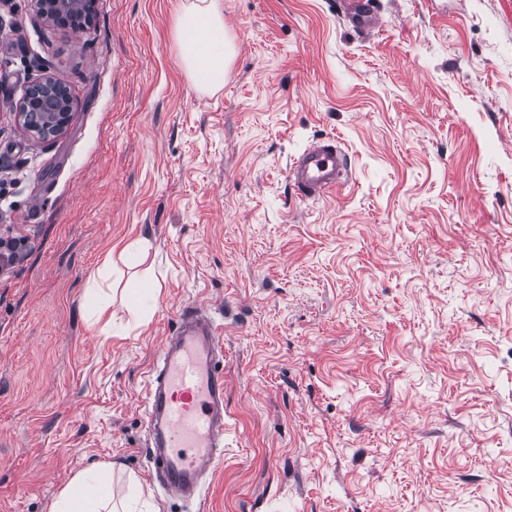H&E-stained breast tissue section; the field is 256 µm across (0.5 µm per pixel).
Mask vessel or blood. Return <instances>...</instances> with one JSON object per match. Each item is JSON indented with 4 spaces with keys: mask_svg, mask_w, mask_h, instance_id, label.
<instances>
[{
    "mask_svg": "<svg viewBox=\"0 0 512 512\" xmlns=\"http://www.w3.org/2000/svg\"><path fill=\"white\" fill-rule=\"evenodd\" d=\"M347 19L370 29L371 0H347ZM348 175L346 154L333 137L310 144L289 169L292 185L307 198L323 195ZM176 330L163 343L146 388L153 481L174 497L198 493V479L224 457V344L207 308L181 309Z\"/></svg>",
    "mask_w": 512,
    "mask_h": 512,
    "instance_id": "1",
    "label": "vessel or blood"
}]
</instances>
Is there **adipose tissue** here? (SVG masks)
Here are the masks:
<instances>
[{
    "label": "adipose tissue",
    "mask_w": 512,
    "mask_h": 512,
    "mask_svg": "<svg viewBox=\"0 0 512 512\" xmlns=\"http://www.w3.org/2000/svg\"><path fill=\"white\" fill-rule=\"evenodd\" d=\"M175 39L192 84L200 90L223 88L228 75L224 13L220 0H192L175 22ZM113 466L76 474L55 499L51 512H115Z\"/></svg>",
    "instance_id": "ef3b65f1"
}]
</instances>
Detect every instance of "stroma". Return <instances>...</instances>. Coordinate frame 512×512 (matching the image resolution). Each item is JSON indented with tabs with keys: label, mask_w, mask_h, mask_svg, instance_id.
Returning a JSON list of instances; mask_svg holds the SVG:
<instances>
[{
	"label": "stroma",
	"mask_w": 512,
	"mask_h": 512,
	"mask_svg": "<svg viewBox=\"0 0 512 512\" xmlns=\"http://www.w3.org/2000/svg\"><path fill=\"white\" fill-rule=\"evenodd\" d=\"M222 0L223 89L189 81L190 0H97L81 30L0 0V512L94 463L141 512H512V0ZM65 84L40 142L16 107ZM340 138L348 179L288 178ZM140 244L105 285L112 248ZM224 342V458L188 507L148 476L145 392L179 309ZM350 5L346 18L360 30L370 29L375 21L374 7L366 0H346ZM52 79H46L42 83L43 90L54 94L48 100H41L39 112H28L29 100L23 97L18 109L19 120L24 127L36 138L47 140L62 133L74 118V109L69 92L55 85ZM64 98V101L61 99ZM64 109V112H60ZM348 176L346 154L334 137L310 144L289 169V181L307 198L321 196Z\"/></svg>",
	"instance_id": "obj_1"
}]
</instances>
